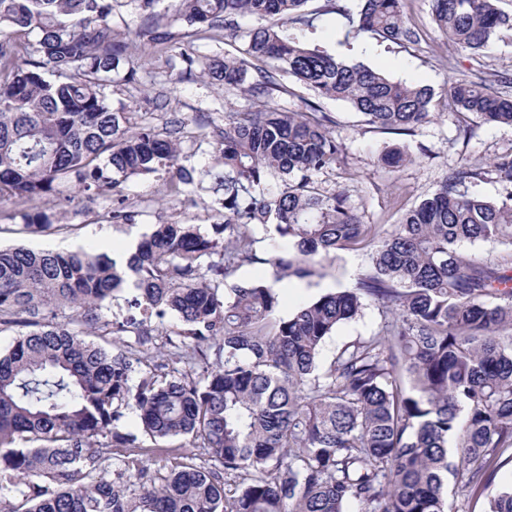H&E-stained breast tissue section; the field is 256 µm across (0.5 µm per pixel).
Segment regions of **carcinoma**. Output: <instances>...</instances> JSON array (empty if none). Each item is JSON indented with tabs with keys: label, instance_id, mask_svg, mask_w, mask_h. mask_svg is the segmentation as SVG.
I'll list each match as a JSON object with an SVG mask.
<instances>
[{
	"label": "carcinoma",
	"instance_id": "carcinoma-1",
	"mask_svg": "<svg viewBox=\"0 0 512 512\" xmlns=\"http://www.w3.org/2000/svg\"><path fill=\"white\" fill-rule=\"evenodd\" d=\"M146 44L168 18L189 35L242 41L224 60L183 62L252 100L284 80L339 100L384 132L413 135L436 93L308 44V0H134ZM500 0H431L448 47L472 54L512 38ZM122 0H0V202H37L71 185L117 190L176 170L170 196L192 182L179 164L181 127H128L106 89L138 81L127 37L113 26ZM248 17L268 23L242 28ZM350 34L414 43L404 0H363ZM512 73L444 90L447 106L481 123L512 125ZM331 119L262 108L214 131L223 221L155 224L128 257L81 250L0 248V512H451L448 478L486 495L485 512H512V487L492 489L512 462V189L501 199L463 190L490 175L512 185V153L464 164L384 231L364 224L342 191L316 176L344 160ZM411 160L399 147L379 162ZM277 177L282 187L268 188ZM273 222L267 257L257 224ZM496 242L498 262L461 253ZM368 242L353 287L279 314L266 279L235 282L245 263L274 281L321 275ZM132 292L121 321L103 319ZM365 305L384 322L345 344L327 367L326 339ZM75 316L60 319L65 310ZM172 316L175 328L159 336ZM87 329L113 335L112 349ZM135 412L138 432L124 423ZM191 442L183 454L159 443ZM148 439L153 447L143 445Z\"/></svg>",
	"mask_w": 512,
	"mask_h": 512
}]
</instances>
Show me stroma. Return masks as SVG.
Here are the masks:
<instances>
[{
	"instance_id": "35a3bbf8",
	"label": "stroma",
	"mask_w": 512,
	"mask_h": 512,
	"mask_svg": "<svg viewBox=\"0 0 512 512\" xmlns=\"http://www.w3.org/2000/svg\"><path fill=\"white\" fill-rule=\"evenodd\" d=\"M322 3L323 0H308L306 5L307 11L318 14L312 45L336 57L379 69L391 80L428 85L439 93L462 74L488 78L499 71H512V39L493 40L481 55L451 50L434 23L429 0H406L408 23L420 35L418 42L406 45L369 36L350 38L346 18L319 14ZM168 31L167 43H133L135 55L145 59L139 84L118 80L108 87L107 94L113 104L124 105L133 126L150 123L161 132L171 121H182L181 163L193 170V184L187 186L184 195L167 197L163 194L167 179L163 172L124 183L120 193L135 213L134 220L127 224H116L111 219V191L89 198L75 188H65V202L50 199L36 204L37 211L58 227L50 235L26 230L27 205L0 203V247L24 244L68 252L93 246L112 254L137 244L155 224L204 226L218 222L224 195L214 192V184L206 175L215 164L212 129L223 126L226 113L255 110L259 104L246 99L239 90L224 88L211 80L200 66L186 67L181 59L185 53L223 57L224 43L186 36L184 27L177 23L169 25ZM161 90L167 94L166 104L158 108L148 105L147 97ZM321 107L333 118L332 131L343 142L347 156L344 165L318 175L321 190L346 192L363 223L386 229L399 223L406 209L431 194L446 172L512 152V126L477 123L466 140L459 132L463 115L449 109L435 113L415 135L404 136L383 134L365 125L362 117L344 102L325 100ZM394 144L403 146L413 159L389 173L379 166L378 156L384 147ZM370 253L367 247L346 250L326 266L322 276L281 280V314H290L299 305L330 291L352 287L358 271L368 264ZM382 322L376 308L364 307L326 340L321 364H329L344 344L372 335Z\"/></svg>"
}]
</instances>
